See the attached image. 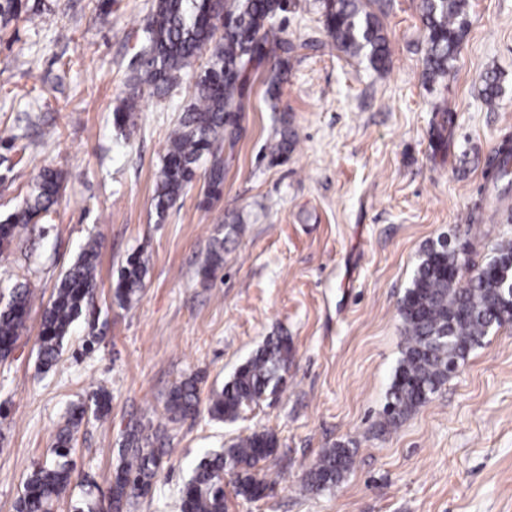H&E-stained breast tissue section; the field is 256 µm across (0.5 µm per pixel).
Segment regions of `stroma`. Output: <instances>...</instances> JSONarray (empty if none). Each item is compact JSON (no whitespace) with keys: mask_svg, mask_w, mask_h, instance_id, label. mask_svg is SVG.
Returning <instances> with one entry per match:
<instances>
[{"mask_svg":"<svg viewBox=\"0 0 512 512\" xmlns=\"http://www.w3.org/2000/svg\"><path fill=\"white\" fill-rule=\"evenodd\" d=\"M154 0H22L49 19L0 16V220L24 205L42 167L61 172L56 203L0 252V280L33 302L11 354L0 359V512H16L24 483L52 457L72 410L99 388L110 413L83 421L71 459L79 485L52 512L107 502L123 437L164 423L169 452L150 493L128 512H181V491L210 450L268 431L269 483L250 501L227 490V512H512V326L492 331L426 405L394 428L384 406L403 348L398 303L423 249L441 236L484 264L512 240V197L475 223L486 159L512 136V0H469V26L448 78L423 76L419 0H382L388 70L332 47L320 0H294L283 34L298 42L277 97L270 64L250 74L242 133L224 153V189L202 207L205 170L165 218L153 194L169 136L194 97L192 74L163 98L141 92L133 125L114 110L130 92ZM500 77L496 106L482 76ZM453 136L436 152L438 111ZM296 133L286 162L267 150ZM242 218L229 231L224 217ZM224 260L209 263L214 240ZM97 288L71 325L59 360L39 367L38 336L55 284L89 241ZM147 262L136 301L115 296L128 257ZM272 336L293 356L275 393L233 422L205 405ZM195 377L197 413L166 422L170 389ZM350 448L338 486L307 494L308 467Z\"/></svg>","mask_w":512,"mask_h":512,"instance_id":"1","label":"stroma"}]
</instances>
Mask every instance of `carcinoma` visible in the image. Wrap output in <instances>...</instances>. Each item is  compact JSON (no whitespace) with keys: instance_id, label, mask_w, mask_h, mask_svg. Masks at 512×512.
Instances as JSON below:
<instances>
[{"instance_id":"carcinoma-1","label":"carcinoma","mask_w":512,"mask_h":512,"mask_svg":"<svg viewBox=\"0 0 512 512\" xmlns=\"http://www.w3.org/2000/svg\"><path fill=\"white\" fill-rule=\"evenodd\" d=\"M377 0H321L323 25L332 44L344 53L365 60L378 74L388 68V43L370 4ZM468 0H421L424 26L425 80L441 82L456 60L469 22ZM287 11L283 0H155L147 22L149 45L140 54L134 82L149 95L166 96L197 60L208 59L194 82L195 100L178 119L169 137L158 172L153 202L162 219L192 182L197 163L207 161V189L202 204L208 206L224 188V146H234L241 136L243 89L249 72L263 62H274L276 74L271 91L279 90L297 45L274 31ZM481 94L486 105H496L499 77H482ZM136 95L127 97L115 112V125L133 122ZM271 146V162L288 159L295 133L284 127ZM486 177L501 200L512 189V139L504 138L486 162ZM60 189L59 174L43 168L36 193L25 206L0 223V250L11 245L31 220L49 211ZM98 252L86 244L75 262L55 286L43 312L38 358L41 367H52L61 352L69 327L93 300ZM461 256L453 250H438L431 243L422 252L410 287L400 301L399 317L405 337L404 349L388 391L385 427H395L409 414L432 400L448 381L454 368L482 345L495 328L512 325V297L498 293L504 278L512 279V242L496 245L494 256L484 264L490 273L474 281L454 278L451 270ZM145 259L133 255L120 270L115 295L131 304L143 288ZM29 289L16 286L0 306V358L9 356L25 326L30 310ZM291 363L288 337H270L237 368L220 391L210 397V413L219 421H234L241 412L275 392ZM110 392L101 388L92 395V407H81L73 423L87 411L96 418L109 413ZM199 396L195 378L188 377L168 393L165 413L175 421L197 412ZM160 434H146L132 426L120 448L121 461L112 482L107 506L86 504L87 512H124L133 500L149 494L165 448H157ZM72 433L59 432L52 449L54 458L35 469L24 485L17 512H50L55 498L71 484L73 468L68 460ZM277 449L276 438L253 432L229 447L203 457L182 491V512H224V479L233 478L236 494L259 500L268 489L258 476V465ZM353 463L350 449L338 447L323 452L305 472L301 489L317 493L339 484Z\"/></svg>"}]
</instances>
